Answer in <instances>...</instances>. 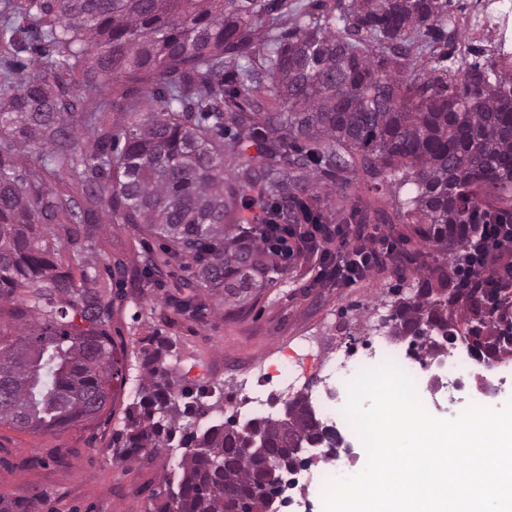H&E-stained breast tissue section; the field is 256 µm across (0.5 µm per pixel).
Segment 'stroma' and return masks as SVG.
I'll return each instance as SVG.
<instances>
[{"label":"stroma","instance_id":"stroma-1","mask_svg":"<svg viewBox=\"0 0 512 512\" xmlns=\"http://www.w3.org/2000/svg\"><path fill=\"white\" fill-rule=\"evenodd\" d=\"M458 6V0H449L446 40L431 48L419 38L410 43L413 76L428 78L438 65L453 77L464 61L512 78V13L501 17L496 30L478 34L465 26ZM102 238L104 248L93 257L99 276L119 263L131 272L112 285L109 334L118 373L111 408L49 432L0 424V502L8 506L28 512H157L168 496L164 477L178 463L179 452L162 448L125 462L112 457V436L133 399L142 374L140 351L150 336L173 341L170 363L180 385L217 386L233 395L241 366L292 355L302 338L326 351L341 341L362 342L388 315L393 288L413 295L424 268L444 259L415 242L400 265L376 269L348 288H316L318 263L301 256L289 260L275 287L257 302L235 309L211 303L193 318L169 306L168 289L132 275L145 251L159 250V241L123 224L106 225Z\"/></svg>","mask_w":512,"mask_h":512}]
</instances>
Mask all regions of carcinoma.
Returning <instances> with one entry per match:
<instances>
[{
  "label": "carcinoma",
  "instance_id": "carcinoma-1",
  "mask_svg": "<svg viewBox=\"0 0 512 512\" xmlns=\"http://www.w3.org/2000/svg\"><path fill=\"white\" fill-rule=\"evenodd\" d=\"M447 6L336 0L333 17L287 0H3L0 43H21L26 19L45 61L0 80V141L36 161L0 156V304H17L16 336L0 335V424L49 431L107 408L112 284L90 263L102 220L163 242L140 276L162 287L167 272L171 304L194 316L208 299L235 306L275 285L273 225L366 223L332 200L358 175L394 194L414 186L385 222L411 220L423 246L452 260L482 215L512 217L484 196L512 199V85L477 65L459 84L408 75L410 36L442 33ZM256 206L260 222L240 223ZM448 284L443 266L428 269L413 296L391 302L388 334L443 349L427 328L451 335L484 304ZM168 348L143 353L116 456L182 449L157 512H268L267 465L295 462L286 434L318 436L310 397L290 399L286 428L273 415L202 426L219 405L177 387ZM255 429L268 460L246 451Z\"/></svg>",
  "mask_w": 512,
  "mask_h": 512
}]
</instances>
